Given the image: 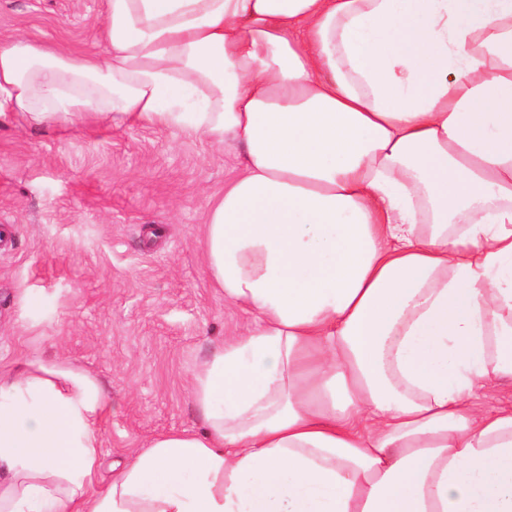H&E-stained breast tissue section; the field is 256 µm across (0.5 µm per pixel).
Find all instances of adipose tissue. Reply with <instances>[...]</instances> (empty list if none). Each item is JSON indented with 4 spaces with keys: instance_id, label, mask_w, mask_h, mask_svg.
<instances>
[{
    "instance_id": "obj_1",
    "label": "adipose tissue",
    "mask_w": 512,
    "mask_h": 512,
    "mask_svg": "<svg viewBox=\"0 0 512 512\" xmlns=\"http://www.w3.org/2000/svg\"><path fill=\"white\" fill-rule=\"evenodd\" d=\"M105 49L0 36V122L237 150L208 278L252 315L202 430L105 466L109 398L0 369V512H512V0H105ZM487 410H494L500 407L512 405V383H500L496 387L486 390L484 395L479 393L477 400Z\"/></svg>"
}]
</instances>
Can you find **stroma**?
<instances>
[{
	"label": "stroma",
	"mask_w": 512,
	"mask_h": 512,
	"mask_svg": "<svg viewBox=\"0 0 512 512\" xmlns=\"http://www.w3.org/2000/svg\"><path fill=\"white\" fill-rule=\"evenodd\" d=\"M105 0H0V34L103 49ZM232 151L174 127L0 125V367L62 357L112 399L106 460L202 429L193 369L247 316L207 278L203 226Z\"/></svg>",
	"instance_id": "35a3bbf8"
}]
</instances>
